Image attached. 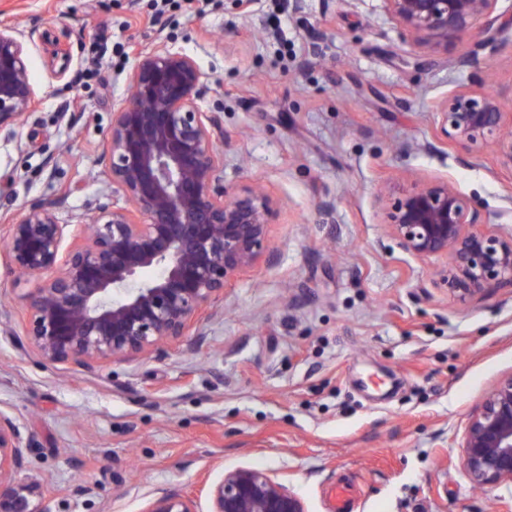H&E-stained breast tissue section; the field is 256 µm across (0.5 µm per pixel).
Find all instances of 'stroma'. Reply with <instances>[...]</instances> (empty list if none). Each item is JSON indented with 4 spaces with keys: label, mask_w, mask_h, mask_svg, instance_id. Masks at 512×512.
I'll list each match as a JSON object with an SVG mask.
<instances>
[{
    "label": "stroma",
    "mask_w": 512,
    "mask_h": 512,
    "mask_svg": "<svg viewBox=\"0 0 512 512\" xmlns=\"http://www.w3.org/2000/svg\"><path fill=\"white\" fill-rule=\"evenodd\" d=\"M23 34L39 96L18 139L0 136V218L57 203L61 220L112 199L99 158L135 51L158 39L191 56L231 147L224 182L263 186L285 207L274 264L231 280L196 346L104 363L92 376L43 364L6 337L25 295L0 265V409L33 433L20 479L45 485L42 512H142L153 490L209 503L204 485L240 466L269 471L333 512H512L472 491L455 444L512 374V294L463 303L404 253L375 202L408 175L446 177L489 227L512 229L490 151L426 149L435 101L488 74L512 113V33L470 67L404 54L377 0H0ZM336 207L326 220L322 203Z\"/></svg>",
    "instance_id": "1"
}]
</instances>
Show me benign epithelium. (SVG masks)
I'll list each match as a JSON object with an SVG mask.
<instances>
[{
	"label": "benign epithelium",
	"instance_id": "obj_1",
	"mask_svg": "<svg viewBox=\"0 0 512 512\" xmlns=\"http://www.w3.org/2000/svg\"><path fill=\"white\" fill-rule=\"evenodd\" d=\"M378 9L414 47L435 51L477 34L472 50L447 62L471 66L495 53L512 25L501 0H378ZM203 74L191 57L164 44L138 53L126 98L112 113L101 160L112 202L63 222L57 205L29 206L4 227L6 269L40 277L27 296L25 337L53 366L94 374L188 337L200 341L201 315L224 301L231 279L272 263L269 226L281 204L266 192L224 183L228 144L218 112L199 106ZM38 99L22 34L0 25V134L15 135ZM430 150L487 145L512 171V116L501 93L481 77L435 104ZM389 235L420 261L444 260L435 285L461 302L491 287L512 289V232L487 227L481 210L447 178L416 179L381 192ZM469 483L512 490V374L486 393L458 442ZM30 441L0 410V512H41L37 480H19ZM208 512H308L304 499L272 473L224 471L209 484ZM142 512H199L197 500L172 487L154 490Z\"/></svg>",
	"mask_w": 512,
	"mask_h": 512
}]
</instances>
